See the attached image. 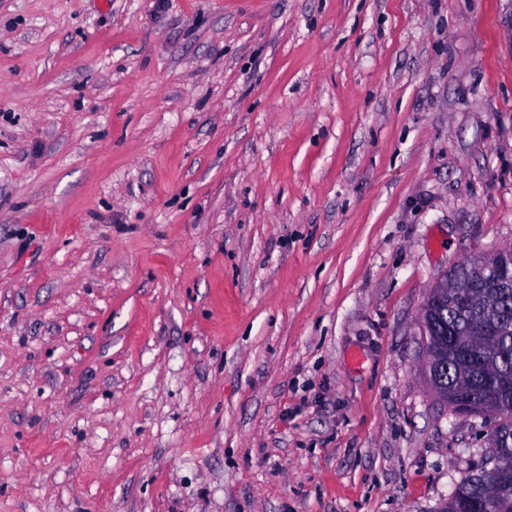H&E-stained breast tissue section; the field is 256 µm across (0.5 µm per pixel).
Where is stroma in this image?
Instances as JSON below:
<instances>
[{
	"label": "stroma",
	"mask_w": 512,
	"mask_h": 512,
	"mask_svg": "<svg viewBox=\"0 0 512 512\" xmlns=\"http://www.w3.org/2000/svg\"><path fill=\"white\" fill-rule=\"evenodd\" d=\"M507 248L512 0H0V512H439Z\"/></svg>",
	"instance_id": "1"
}]
</instances>
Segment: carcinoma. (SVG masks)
<instances>
[{
    "instance_id": "carcinoma-1",
    "label": "carcinoma",
    "mask_w": 512,
    "mask_h": 512,
    "mask_svg": "<svg viewBox=\"0 0 512 512\" xmlns=\"http://www.w3.org/2000/svg\"><path fill=\"white\" fill-rule=\"evenodd\" d=\"M495 267L477 280L487 295L495 297L501 320L483 319L481 311L465 304L427 299L424 322L440 315L463 340L447 348L446 359L436 370L434 392L456 413L469 412L470 397L486 386L498 385L501 409L490 431L493 450L512 457V288H497L500 280L512 281V251L494 256ZM457 388L458 400H448V387ZM456 512H473L475 505L489 503L490 512H512V478L478 466L469 470L453 489Z\"/></svg>"
}]
</instances>
